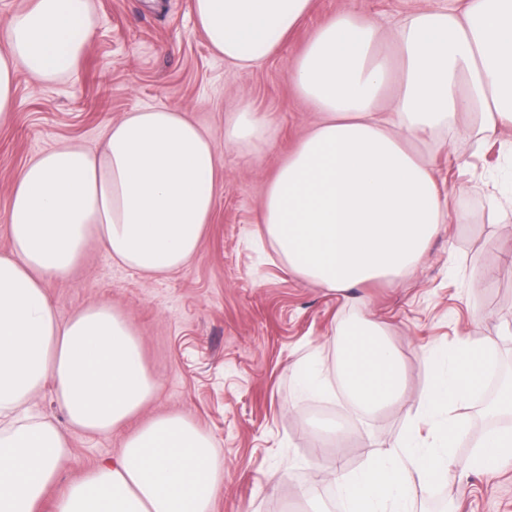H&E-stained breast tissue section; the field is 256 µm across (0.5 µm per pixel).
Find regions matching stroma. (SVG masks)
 <instances>
[{
	"instance_id": "stroma-1",
	"label": "stroma",
	"mask_w": 512,
	"mask_h": 512,
	"mask_svg": "<svg viewBox=\"0 0 512 512\" xmlns=\"http://www.w3.org/2000/svg\"><path fill=\"white\" fill-rule=\"evenodd\" d=\"M436 0H313L305 22L278 49L239 70L209 48L192 0H95L97 24L76 73L43 83L15 79L12 120L0 126V254L10 248L3 222L18 171L39 153L69 143L100 152L111 124L126 112L164 107L187 113L213 135L223 173L212 221L183 269L147 279L115 265L100 242L64 280L46 283L61 318L105 301L136 329L154 398L123 427L103 435L69 432L63 482L116 457L127 436L150 419L178 414L209 435L224 466L213 512H288L303 494L327 512H343L336 487L307 467L322 421L346 426L350 468H362L393 443L413 399L431 374L421 347L459 337L492 347L498 370L512 373V207L490 213V196L512 198V161L502 145L475 143L467 125L439 133L432 174L448 206L423 260L395 281L353 288L348 298L316 287L288 268L259 222L267 183L316 120L288 79L318 26L336 13L396 22ZM249 106L270 127L256 147L224 142V120ZM500 274L491 285L489 268ZM379 323L403 356L406 390L399 404L355 417L347 407L331 337L345 321ZM320 352L329 396L299 395L291 369ZM424 512H512V460L495 479L464 471L439 484Z\"/></svg>"
}]
</instances>
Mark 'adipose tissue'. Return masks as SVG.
I'll return each mask as SVG.
<instances>
[{"label": "adipose tissue", "mask_w": 512, "mask_h": 512, "mask_svg": "<svg viewBox=\"0 0 512 512\" xmlns=\"http://www.w3.org/2000/svg\"><path fill=\"white\" fill-rule=\"evenodd\" d=\"M312 0H194L211 50L238 69L256 66L289 36ZM96 26L92 0H32L0 28V125L11 121L15 76L52 82L76 72ZM319 120L261 201L260 222L289 269L333 293L403 277L425 255L448 212L408 138L453 129L470 116L480 140L512 123V0H445L387 27L351 13L322 25L289 72ZM389 108L379 102L387 89ZM269 132L250 108L224 124L229 145ZM221 164L210 133L162 107L110 124L105 149L78 143L42 152L18 173L0 255V512H41L68 459V439L37 400L52 387L70 426L111 432L154 397L133 324L96 302L60 320L44 283L63 280L87 245L153 278L186 266L215 206ZM341 387L367 413L398 403L402 358L372 320L333 338ZM488 347L462 338L421 353L433 378L406 431L370 463L309 467L338 486L345 512H416L455 468L494 476L512 458V426L477 437L466 457L457 407L476 394ZM224 468L209 436L185 418L157 416L121 453L64 488L52 512H212Z\"/></svg>", "instance_id": "ef3b65f1"}]
</instances>
